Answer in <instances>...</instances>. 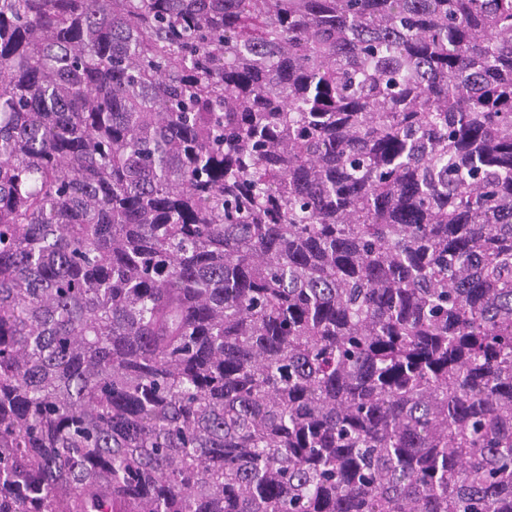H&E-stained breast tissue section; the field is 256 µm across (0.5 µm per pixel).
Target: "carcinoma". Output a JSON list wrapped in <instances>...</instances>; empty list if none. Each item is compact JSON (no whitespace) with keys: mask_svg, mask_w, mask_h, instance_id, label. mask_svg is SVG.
I'll use <instances>...</instances> for the list:
<instances>
[{"mask_svg":"<svg viewBox=\"0 0 512 512\" xmlns=\"http://www.w3.org/2000/svg\"><path fill=\"white\" fill-rule=\"evenodd\" d=\"M0 512H512V0H0Z\"/></svg>","mask_w":512,"mask_h":512,"instance_id":"obj_1","label":"carcinoma"}]
</instances>
